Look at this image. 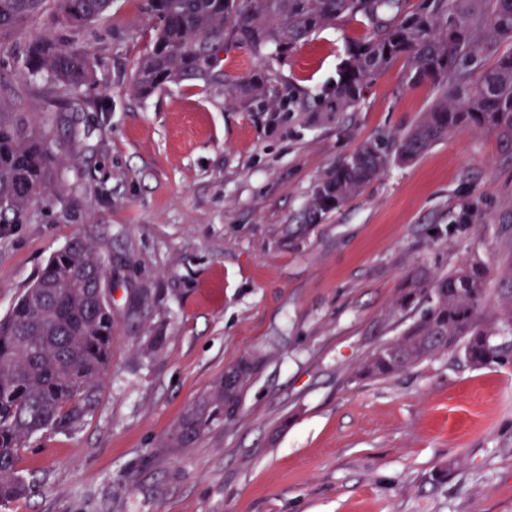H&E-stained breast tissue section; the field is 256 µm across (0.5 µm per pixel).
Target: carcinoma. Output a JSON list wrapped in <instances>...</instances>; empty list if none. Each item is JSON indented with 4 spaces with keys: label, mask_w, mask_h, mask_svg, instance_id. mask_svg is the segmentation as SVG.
Here are the masks:
<instances>
[{
    "label": "carcinoma",
    "mask_w": 512,
    "mask_h": 512,
    "mask_svg": "<svg viewBox=\"0 0 512 512\" xmlns=\"http://www.w3.org/2000/svg\"><path fill=\"white\" fill-rule=\"evenodd\" d=\"M155 22L153 42L139 57L130 88L149 96L166 84L202 81L247 112L275 121L297 104L275 65L316 31L345 20L365 28L352 41L336 80L319 96L321 112H346L394 63L404 66L403 87L428 84L430 108L392 140L367 142L315 186L309 215L356 198L395 162H411L459 131H487L512 148V49L493 65L470 63L496 44H512V0H143ZM82 28L108 13L112 0H0V49L25 37L17 62L25 88L51 107L77 99L90 83L86 50L45 35L50 14ZM244 46L263 60L248 77L227 76L220 53ZM0 101V224H21L30 205L56 186L64 159L50 128ZM107 257L84 237L53 255L0 321V508L31 491L17 470L24 444L42 431H72L95 408L112 354V306ZM497 285L491 289L490 285ZM505 310L485 317L491 297ZM426 303L398 340L378 347L358 368L359 380L384 379L441 352L475 368H512V264L501 270L478 259L433 275L423 268L406 278L399 305ZM259 361L240 360L235 381H220L189 408L168 436L186 448L221 419H232Z\"/></svg>",
    "instance_id": "cac0c4a2"
}]
</instances>
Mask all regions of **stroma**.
Segmentation results:
<instances>
[{"label": "stroma", "instance_id": "35a3bbf8", "mask_svg": "<svg viewBox=\"0 0 512 512\" xmlns=\"http://www.w3.org/2000/svg\"><path fill=\"white\" fill-rule=\"evenodd\" d=\"M362 31L321 30L279 65L305 104L271 125L198 81L131 91L155 37L140 0H114L78 32L49 27L89 49L93 79L51 132L66 157L60 188L24 223L0 224V319L82 236L110 258L112 355L81 426L21 448L34 487L5 512H512V368L441 353L353 377L419 317L398 304L408 272L512 260V151L464 132L302 220L320 179L433 99L430 86L403 88L396 64L355 108L318 112ZM0 98L42 112L1 54ZM245 357L262 368L234 418L168 447Z\"/></svg>", "mask_w": 512, "mask_h": 512}]
</instances>
